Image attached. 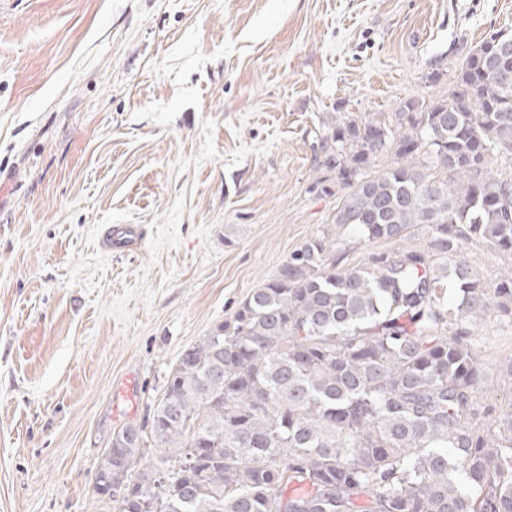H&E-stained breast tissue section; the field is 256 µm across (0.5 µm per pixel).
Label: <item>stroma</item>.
Instances as JSON below:
<instances>
[{
  "label": "stroma",
  "instance_id": "stroma-1",
  "mask_svg": "<svg viewBox=\"0 0 512 512\" xmlns=\"http://www.w3.org/2000/svg\"><path fill=\"white\" fill-rule=\"evenodd\" d=\"M501 28L512 0H0V512H117L92 495L113 430L340 235L322 136L447 93ZM105 224L146 238L103 252ZM483 334L482 394L511 397L512 327Z\"/></svg>",
  "mask_w": 512,
  "mask_h": 512
}]
</instances>
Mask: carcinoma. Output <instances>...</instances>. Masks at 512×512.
<instances>
[{
	"label": "carcinoma",
	"mask_w": 512,
	"mask_h": 512,
	"mask_svg": "<svg viewBox=\"0 0 512 512\" xmlns=\"http://www.w3.org/2000/svg\"><path fill=\"white\" fill-rule=\"evenodd\" d=\"M498 34L447 94L341 120L315 153L340 231L422 240L354 266L327 234L292 251L183 351L150 429L113 430L93 495L112 482L118 512H512V395L480 396L479 361L483 324H512V270L488 283L465 254L512 256Z\"/></svg>",
	"instance_id": "obj_1"
}]
</instances>
